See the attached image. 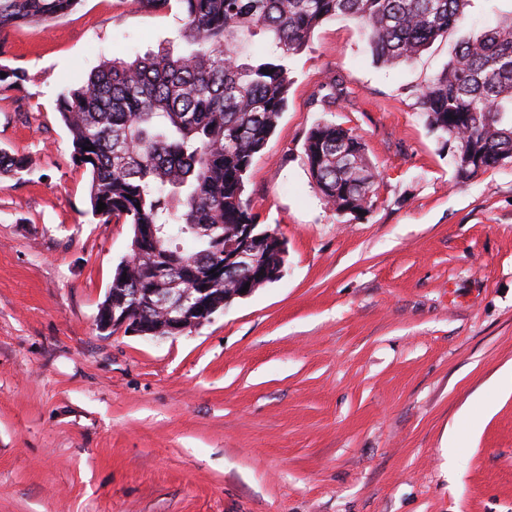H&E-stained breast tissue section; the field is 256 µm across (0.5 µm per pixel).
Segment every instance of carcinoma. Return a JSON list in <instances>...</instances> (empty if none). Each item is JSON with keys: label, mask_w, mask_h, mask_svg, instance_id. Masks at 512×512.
Here are the masks:
<instances>
[{"label": "carcinoma", "mask_w": 512, "mask_h": 512, "mask_svg": "<svg viewBox=\"0 0 512 512\" xmlns=\"http://www.w3.org/2000/svg\"><path fill=\"white\" fill-rule=\"evenodd\" d=\"M80 0H0V32L46 23ZM178 37L137 57L103 60L56 110L73 143V162L89 169L91 212L99 223L129 224V258L111 287L141 288L129 300L150 309L147 288H210L224 308V236L255 224L246 182L288 101L287 61L330 18L354 22L377 63L412 62L467 18L471 0H177ZM266 38L254 56L252 38ZM417 105L448 151L457 180L512 162V16L462 38L437 75L420 84ZM304 154L336 216L359 219L378 201L375 166L361 136L321 121ZM28 160L0 153V174L18 176ZM106 204L98 211V202ZM155 244L142 252V228Z\"/></svg>", "instance_id": "1"}]
</instances>
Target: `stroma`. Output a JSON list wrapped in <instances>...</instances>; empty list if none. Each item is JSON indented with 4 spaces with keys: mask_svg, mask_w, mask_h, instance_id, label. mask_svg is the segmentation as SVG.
<instances>
[{
    "mask_svg": "<svg viewBox=\"0 0 512 512\" xmlns=\"http://www.w3.org/2000/svg\"><path fill=\"white\" fill-rule=\"evenodd\" d=\"M180 14L81 0L0 33V512H512V166L459 182L414 88L456 43L512 15L472 0L410 65L373 61L346 19L290 59L288 105L250 171L281 279L176 336L96 326L128 224L91 213L56 110L100 60L158 50ZM336 106L313 98L325 82ZM354 128L380 174L337 223L304 155Z\"/></svg>",
    "mask_w": 512,
    "mask_h": 512,
    "instance_id": "1",
    "label": "stroma"
}]
</instances>
